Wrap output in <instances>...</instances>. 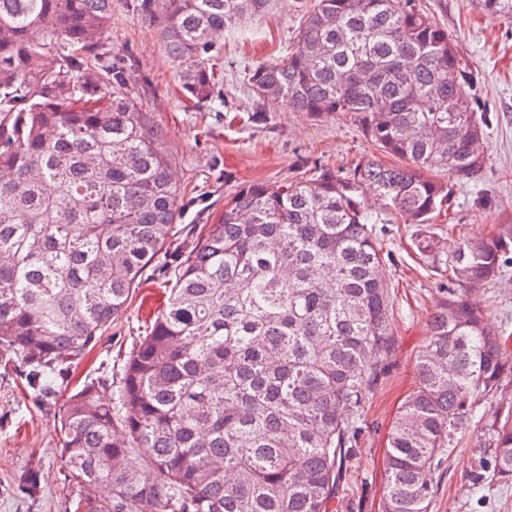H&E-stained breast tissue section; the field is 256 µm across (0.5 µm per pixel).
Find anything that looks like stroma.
<instances>
[{
	"mask_svg": "<svg viewBox=\"0 0 512 512\" xmlns=\"http://www.w3.org/2000/svg\"><path fill=\"white\" fill-rule=\"evenodd\" d=\"M312 0H268L257 17L220 39L219 95L196 105L178 90L177 67L157 24L136 0H112L104 36L108 56L126 71L124 93L133 98L145 124L157 133L172 161L184 202L176 235L190 242L189 227L218 222L225 196L250 181L280 183L317 167L346 166L371 154L373 145L357 118L346 113L314 117L259 100L247 84L249 70L282 58ZM448 30L473 75L476 112L489 114L486 164L473 180L448 183L455 222L462 235L479 238L496 225L512 224V18L480 10L476 0H413ZM388 253L386 278L394 299V354L363 415L362 465L344 484L363 512H380L386 434L403 398L415 386V359L429 336V317L440 276L424 265L413 242L424 234L447 236L442 224L413 226L400 220L373 227ZM166 269L152 265L127 308L113 321L76 372L93 380L119 377L129 351L144 336L162 300ZM489 327L512 331V264L492 284L472 295ZM62 399L38 400L21 389L17 370L0 368V512H67L69 491L59 452ZM479 454L475 438L454 449L438 480L432 512H512V484L475 485ZM38 468V491L25 484Z\"/></svg>",
	"mask_w": 512,
	"mask_h": 512,
	"instance_id": "35a3bbf8",
	"label": "stroma"
}]
</instances>
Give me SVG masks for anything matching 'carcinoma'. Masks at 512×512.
<instances>
[{
	"label": "carcinoma",
	"mask_w": 512,
	"mask_h": 512,
	"mask_svg": "<svg viewBox=\"0 0 512 512\" xmlns=\"http://www.w3.org/2000/svg\"><path fill=\"white\" fill-rule=\"evenodd\" d=\"M512 18V0H479ZM267 0H162L185 98H213L217 35ZM112 0H0V367L39 400L78 364L166 257V301L119 381L59 413L69 512H336L361 460L362 415L395 338L372 206L405 224L446 217L448 244L414 241L442 272L417 384L387 436L382 512H431L434 475L482 424L475 481L512 483L508 337L471 294L512 254V225L454 237L448 183L483 171L487 118L448 29L411 0H314L286 55L251 91L296 112H347L386 165L224 198L187 249L170 158L121 90L102 38Z\"/></svg>",
	"instance_id": "carcinoma-1"
}]
</instances>
